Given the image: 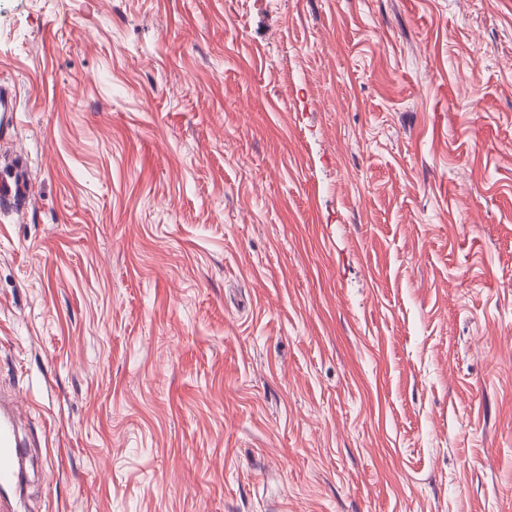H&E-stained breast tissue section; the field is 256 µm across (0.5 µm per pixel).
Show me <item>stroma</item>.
Wrapping results in <instances>:
<instances>
[{
  "instance_id": "35a3bbf8",
  "label": "stroma",
  "mask_w": 512,
  "mask_h": 512,
  "mask_svg": "<svg viewBox=\"0 0 512 512\" xmlns=\"http://www.w3.org/2000/svg\"><path fill=\"white\" fill-rule=\"evenodd\" d=\"M21 512H512V0H0Z\"/></svg>"
}]
</instances>
